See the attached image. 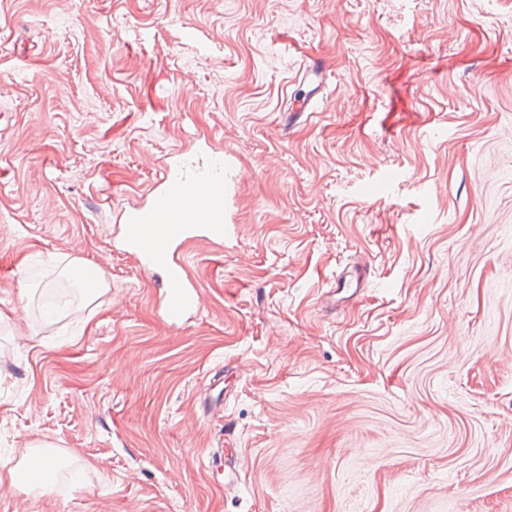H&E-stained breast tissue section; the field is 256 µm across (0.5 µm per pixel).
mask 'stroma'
<instances>
[{"mask_svg":"<svg viewBox=\"0 0 512 512\" xmlns=\"http://www.w3.org/2000/svg\"><path fill=\"white\" fill-rule=\"evenodd\" d=\"M199 151L171 327L112 243ZM42 442L0 512H512V0H0V461ZM68 272L79 286V290L84 300L93 301L105 294L109 290V285L104 276L99 271L97 272L94 267L84 262L71 261L68 264ZM85 269H93L96 272V280L94 285L90 288L85 287L82 281L81 271ZM64 457L50 444L28 448L16 465H0V485L5 481L10 486L23 482L29 492L41 493L47 487V478L58 469Z\"/></svg>","mask_w":512,"mask_h":512,"instance_id":"stroma-1","label":"stroma"}]
</instances>
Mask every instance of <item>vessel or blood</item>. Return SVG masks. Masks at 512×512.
<instances>
[{
  "instance_id": "1",
  "label": "vessel or blood",
  "mask_w": 512,
  "mask_h": 512,
  "mask_svg": "<svg viewBox=\"0 0 512 512\" xmlns=\"http://www.w3.org/2000/svg\"><path fill=\"white\" fill-rule=\"evenodd\" d=\"M161 189L146 206L125 210L117 246L133 255L144 272L159 275L164 288L162 318L178 327L198 307L199 286L188 275L183 245L202 240L223 246L224 181L206 178L195 165L164 170Z\"/></svg>"
}]
</instances>
